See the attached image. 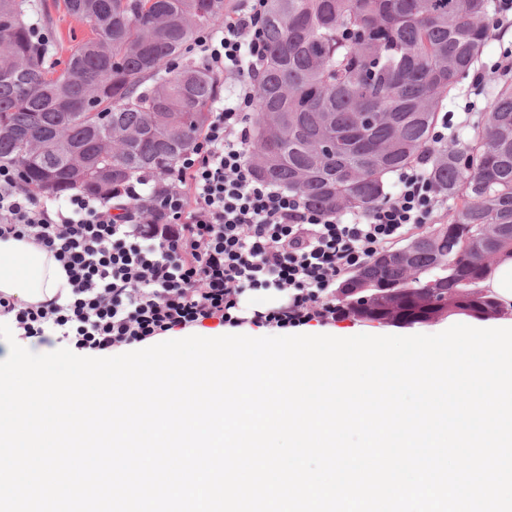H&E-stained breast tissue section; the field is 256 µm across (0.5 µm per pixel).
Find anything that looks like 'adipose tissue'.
I'll list each match as a JSON object with an SVG mask.
<instances>
[{
  "instance_id": "ef3b65f1",
  "label": "adipose tissue",
  "mask_w": 512,
  "mask_h": 512,
  "mask_svg": "<svg viewBox=\"0 0 512 512\" xmlns=\"http://www.w3.org/2000/svg\"><path fill=\"white\" fill-rule=\"evenodd\" d=\"M483 293L512 310V256L502 255L479 284ZM0 292L20 305L71 293L61 264L42 248L24 240L0 239Z\"/></svg>"
}]
</instances>
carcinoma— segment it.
I'll list each match as a JSON object with an SVG mask.
<instances>
[{
    "instance_id": "cac0c4a2",
    "label": "carcinoma",
    "mask_w": 512,
    "mask_h": 512,
    "mask_svg": "<svg viewBox=\"0 0 512 512\" xmlns=\"http://www.w3.org/2000/svg\"><path fill=\"white\" fill-rule=\"evenodd\" d=\"M92 35L62 70L47 63L31 0H0V164L49 196L142 193L121 210L153 215L221 100L223 82L190 55L218 30L228 0H64ZM493 0H268L266 58L254 77L248 161L254 175L327 213L369 212L391 176L429 160L455 201L439 219L336 287V301L370 322L415 324L503 309L478 289L512 251V81L496 87L466 142L431 131L491 38Z\"/></svg>"
}]
</instances>
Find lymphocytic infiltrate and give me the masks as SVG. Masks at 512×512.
Masks as SVG:
<instances>
[{
  "label": "lymphocytic infiltrate",
  "mask_w": 512,
  "mask_h": 512,
  "mask_svg": "<svg viewBox=\"0 0 512 512\" xmlns=\"http://www.w3.org/2000/svg\"><path fill=\"white\" fill-rule=\"evenodd\" d=\"M267 0H246L223 34L197 38L218 72L236 76L233 104L214 110L195 148L179 162L173 189L150 224L115 214L113 203L71 194L65 206L39 200L20 170L0 164V239L27 240L61 263L66 301L24 307L0 294V315L19 335L105 354L203 326H238V298L273 289L283 302L255 314L285 329L344 317L333 288L377 253L427 223L448 204L427 160L397 174V192L370 213L329 214L302 195L257 179L248 162L253 72L262 63Z\"/></svg>",
  "instance_id": "1"
}]
</instances>
